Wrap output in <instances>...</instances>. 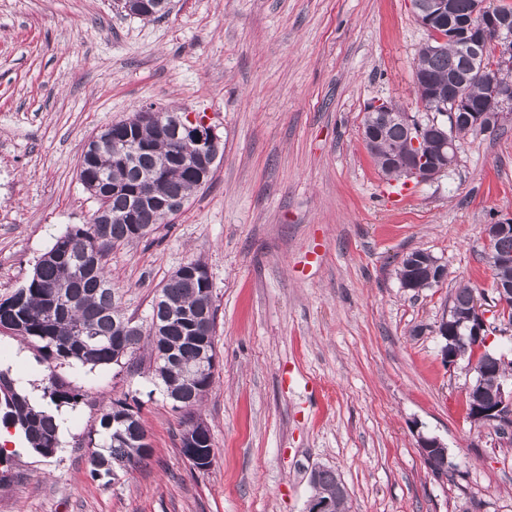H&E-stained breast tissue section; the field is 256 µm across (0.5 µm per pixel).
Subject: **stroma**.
I'll return each mask as SVG.
<instances>
[{
    "label": "stroma",
    "mask_w": 512,
    "mask_h": 512,
    "mask_svg": "<svg viewBox=\"0 0 512 512\" xmlns=\"http://www.w3.org/2000/svg\"><path fill=\"white\" fill-rule=\"evenodd\" d=\"M427 40L411 0H172L154 21L116 0H0V300L95 209L78 169L88 138L154 105L204 120L224 149L170 223L106 259L143 324L168 277L204 263L212 466L181 455V415L149 374L58 367L0 330V369L24 392L41 396L54 370L82 395L60 407L54 457L10 454L0 512H303L317 466L340 474L348 512H512V440L470 420L474 372L446 365L435 333L469 286L485 294L489 350H512L483 233L512 218V118L403 197L362 141L379 100L426 120L414 65ZM417 249L446 276L411 291L398 269ZM124 398L152 456L92 476L100 410ZM422 434L447 447L446 477Z\"/></svg>",
    "instance_id": "obj_1"
}]
</instances>
